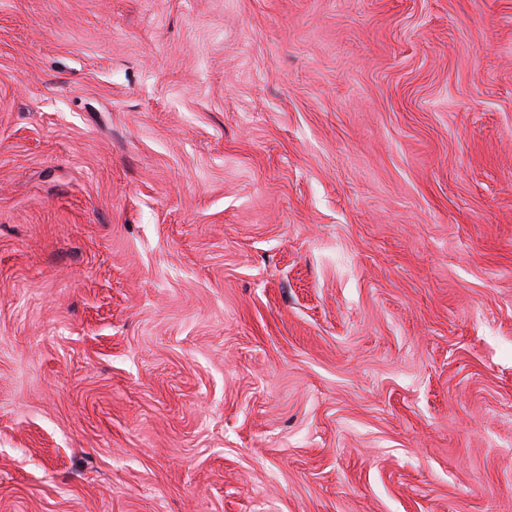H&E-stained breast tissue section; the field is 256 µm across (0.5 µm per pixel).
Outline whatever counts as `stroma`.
<instances>
[{
	"instance_id": "obj_1",
	"label": "stroma",
	"mask_w": 512,
	"mask_h": 512,
	"mask_svg": "<svg viewBox=\"0 0 512 512\" xmlns=\"http://www.w3.org/2000/svg\"><path fill=\"white\" fill-rule=\"evenodd\" d=\"M0 512H512V0H0Z\"/></svg>"
}]
</instances>
